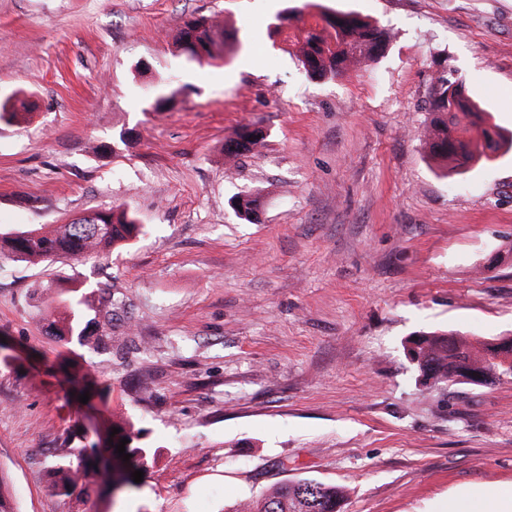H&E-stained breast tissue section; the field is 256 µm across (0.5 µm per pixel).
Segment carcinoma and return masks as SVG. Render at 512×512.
<instances>
[{
	"mask_svg": "<svg viewBox=\"0 0 512 512\" xmlns=\"http://www.w3.org/2000/svg\"><path fill=\"white\" fill-rule=\"evenodd\" d=\"M317 4L306 2L276 18L274 28L286 25L302 34L299 61L316 79H333L346 70L379 56L389 43L388 33L353 13L320 12L318 20L307 19L308 9ZM224 28L206 18L184 22L180 48L186 57L198 63L210 62L223 55ZM26 103L0 104V122L18 123L25 119ZM431 119L423 133L429 155L437 162L458 172L469 170L479 159L490 161L512 149V133L506 135L488 124L486 115L467 95L463 80H437L429 100ZM261 139V131L242 127L236 137L225 144V155L235 158L250 150ZM258 199L241 194L234 199L237 217L249 224L258 220ZM139 231L136 219L123 205L93 211L73 218L52 230L39 226L21 231H0V253L20 263L39 264L60 257H86L108 251L134 239ZM97 308L87 294L73 290L69 310L48 322L55 335L66 341L88 345L86 329L96 320ZM493 344L473 342L461 333L420 332L409 340V355L416 363L421 380L437 384H456L467 379L473 385V373L483 377V384L501 380L503 368L495 361ZM80 392H88L87 405L97 407L100 420L93 430L83 431L79 440L68 435L51 454L48 472L51 490L70 496L82 485L95 483L113 486V473L101 469L97 458L101 445L112 450L126 438L124 462L125 485H134L131 473L155 462L150 447L132 443L137 438L130 419L117 421L108 406L110 388L86 373H68ZM120 432L110 435L113 429ZM344 487L314 480H299L275 485L257 502H244L229 512H342Z\"/></svg>",
	"mask_w": 512,
	"mask_h": 512,
	"instance_id": "1",
	"label": "carcinoma"
}]
</instances>
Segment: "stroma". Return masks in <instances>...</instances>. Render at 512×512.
I'll use <instances>...</instances> for the list:
<instances>
[{
    "label": "stroma",
    "instance_id": "obj_1",
    "mask_svg": "<svg viewBox=\"0 0 512 512\" xmlns=\"http://www.w3.org/2000/svg\"><path fill=\"white\" fill-rule=\"evenodd\" d=\"M389 29L387 51L311 78L293 0H0V229L127 204L144 226L90 260L0 255V478L14 512H228L274 484L343 486V512H445L512 483V379L421 385L419 332L512 336V153L463 174L423 147L438 77L512 130V0H317ZM225 33L188 61L185 20ZM168 111L151 108L157 88ZM263 138L235 160L241 125ZM260 202L257 223L234 196ZM111 293L94 350L47 334L60 292ZM112 386L157 452L139 486L53 495L86 406L59 358ZM233 206L240 220L249 224H254L258 220V199L252 194L236 196Z\"/></svg>",
    "mask_w": 512,
    "mask_h": 512
}]
</instances>
